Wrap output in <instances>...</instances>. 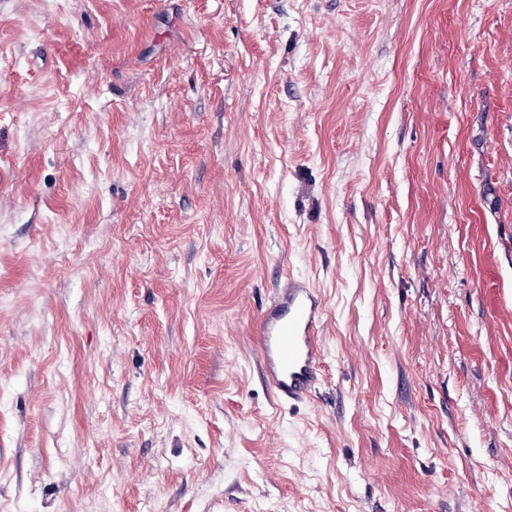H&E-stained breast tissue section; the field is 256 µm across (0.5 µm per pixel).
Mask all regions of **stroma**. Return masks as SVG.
Masks as SVG:
<instances>
[{
	"instance_id": "obj_1",
	"label": "stroma",
	"mask_w": 512,
	"mask_h": 512,
	"mask_svg": "<svg viewBox=\"0 0 512 512\" xmlns=\"http://www.w3.org/2000/svg\"><path fill=\"white\" fill-rule=\"evenodd\" d=\"M0 512H512V0H0ZM322 299L308 283L286 279L255 324L262 377L273 394L305 401L322 377Z\"/></svg>"
}]
</instances>
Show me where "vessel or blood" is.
Segmentation results:
<instances>
[{
	"mask_svg": "<svg viewBox=\"0 0 512 512\" xmlns=\"http://www.w3.org/2000/svg\"><path fill=\"white\" fill-rule=\"evenodd\" d=\"M322 299L308 283L286 279L255 324L262 377L280 400L310 398L322 377Z\"/></svg>",
	"mask_w": 512,
	"mask_h": 512,
	"instance_id": "vessel-or-blood-1",
	"label": "vessel or blood"
}]
</instances>
